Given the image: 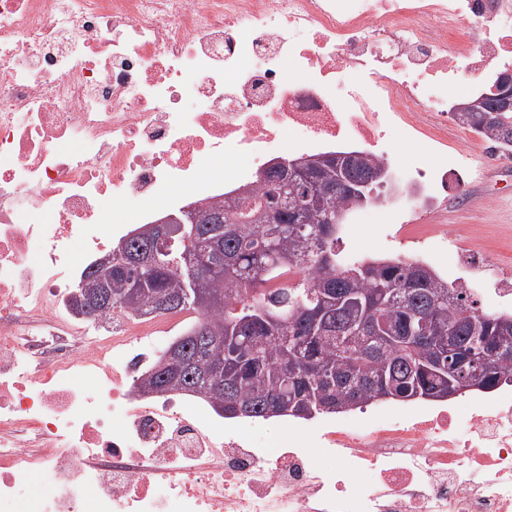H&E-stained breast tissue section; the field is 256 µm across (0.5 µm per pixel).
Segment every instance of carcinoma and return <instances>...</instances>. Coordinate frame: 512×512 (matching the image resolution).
I'll return each mask as SVG.
<instances>
[{"label": "carcinoma", "instance_id": "carcinoma-1", "mask_svg": "<svg viewBox=\"0 0 512 512\" xmlns=\"http://www.w3.org/2000/svg\"><path fill=\"white\" fill-rule=\"evenodd\" d=\"M469 128L502 147L512 148V111L460 112ZM316 169L298 168L288 181L267 172L259 190L213 201L207 209L180 214L188 245L211 265L198 283L204 315L179 338L187 362L177 381L194 394L223 406L251 407V418H269L275 401L302 405V418L359 408L381 397L373 380L386 378L420 392L439 382L438 361L448 349L465 346L471 324L480 325L487 348L512 349V316L478 312L470 296L448 286L434 269L395 258L353 261L340 248L344 206L365 207L383 182L384 167L358 151L344 158L324 154ZM161 264L148 278L129 260L144 238ZM124 253L112 269L88 266L74 294L83 298L106 290L109 305L94 317L152 315L161 304L179 312L182 280L168 265L165 242L148 225L118 241ZM304 272L273 294L265 285L289 268ZM431 335L427 342L408 336ZM171 379L155 362L135 379L138 391L154 390Z\"/></svg>", "mask_w": 512, "mask_h": 512}]
</instances>
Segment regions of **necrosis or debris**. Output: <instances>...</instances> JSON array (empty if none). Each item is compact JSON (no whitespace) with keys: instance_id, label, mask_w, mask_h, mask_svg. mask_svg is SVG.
I'll return each mask as SVG.
<instances>
[{"instance_id":"1","label":"necrosis or debris","mask_w":512,"mask_h":512,"mask_svg":"<svg viewBox=\"0 0 512 512\" xmlns=\"http://www.w3.org/2000/svg\"><path fill=\"white\" fill-rule=\"evenodd\" d=\"M506 76L512 0H0V512H512V390L462 411L375 400L283 448L136 390L196 315L68 303L126 231L106 206L151 224L292 155L366 151L387 240L511 310L499 240L436 221L483 160L512 161L452 112L455 87ZM452 131L473 145L453 160Z\"/></svg>"}]
</instances>
